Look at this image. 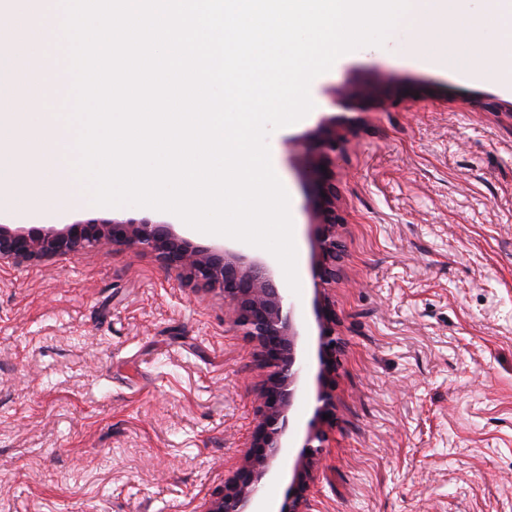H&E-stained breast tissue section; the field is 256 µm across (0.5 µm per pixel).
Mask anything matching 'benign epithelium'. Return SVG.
Masks as SVG:
<instances>
[{
	"instance_id": "obj_1",
	"label": "benign epithelium",
	"mask_w": 512,
	"mask_h": 512,
	"mask_svg": "<svg viewBox=\"0 0 512 512\" xmlns=\"http://www.w3.org/2000/svg\"><path fill=\"white\" fill-rule=\"evenodd\" d=\"M390 80L379 76L369 84L337 91L335 103L343 115L332 118L318 132L301 162L309 182L307 207L314 226L315 258L312 273L317 285L314 313L319 336L318 389L314 419L308 424L300 457L293 469V491L280 512H301L311 472L328 430L336 425V372L340 341L338 317L328 286L339 275L341 242L338 229L345 223L339 206L336 158L369 112H387L429 96L423 86L398 92L384 87ZM116 247L136 246L154 254L168 269L201 290L219 288L235 307L234 329L257 342L263 351L266 378L260 397L261 417L252 432L244 465L224 491L213 497L205 512H250L258 496L259 479L270 473L288 431L287 411L299 394L301 370L297 353L298 332L291 311L284 310V296L272 271L264 264L248 262L224 248L199 246L178 235L169 224L113 221L107 224H73L61 230H13L0 225V262L33 260L48 255H72L102 237ZM329 415L323 419V415Z\"/></svg>"
}]
</instances>
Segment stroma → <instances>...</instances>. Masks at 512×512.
<instances>
[{
    "instance_id": "stroma-1",
    "label": "stroma",
    "mask_w": 512,
    "mask_h": 512,
    "mask_svg": "<svg viewBox=\"0 0 512 512\" xmlns=\"http://www.w3.org/2000/svg\"><path fill=\"white\" fill-rule=\"evenodd\" d=\"M409 19L383 46L314 79L320 107L272 132L290 197L300 294L304 430L318 372L308 178L301 164L337 110L334 89L390 77L435 95L367 115L338 161L342 343L336 426L305 512H512V90L421 68ZM129 208L11 228L129 221ZM285 276L266 250L192 230ZM221 290L185 286L150 253L101 238L73 256L0 263V512H203L242 466L264 372ZM301 451L293 438L262 480L278 512Z\"/></svg>"
}]
</instances>
